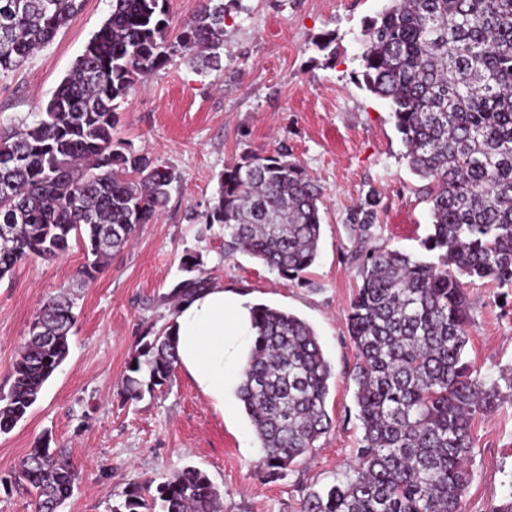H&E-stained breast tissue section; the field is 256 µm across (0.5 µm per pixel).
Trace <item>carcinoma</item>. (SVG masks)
I'll return each instance as SVG.
<instances>
[{
  "label": "carcinoma",
  "instance_id": "cac0c4a2",
  "mask_svg": "<svg viewBox=\"0 0 512 512\" xmlns=\"http://www.w3.org/2000/svg\"><path fill=\"white\" fill-rule=\"evenodd\" d=\"M83 0H0L9 23L0 73L53 41ZM224 0L199 9L170 36L160 0H112V11L43 109L20 126H0V279L28 259L52 262L72 243L93 256L80 270L96 279L168 201L176 174L112 140L114 101L177 55L221 64ZM366 90L385 99L410 170L425 184L430 232L423 259L397 249L362 255V283L347 313L363 437L356 463L299 512H463L475 417L503 403L499 385L465 358L471 302L464 282L512 288V0H386L366 20L361 54ZM288 147L224 168L209 224L224 225V253H247L299 279L319 252L322 190ZM112 235H107V231ZM208 281L170 291L180 303ZM73 299L49 297L29 325L0 433L27 414L69 353ZM254 338L237 398L280 475L328 433L332 377L313 328L266 304L251 308ZM127 367L124 393L139 401L171 383L177 362L168 329L148 331ZM79 481L62 448L37 447L9 483L35 491L36 512H55ZM112 512H224V493L195 466L165 481L136 484Z\"/></svg>",
  "mask_w": 512,
  "mask_h": 512
}]
</instances>
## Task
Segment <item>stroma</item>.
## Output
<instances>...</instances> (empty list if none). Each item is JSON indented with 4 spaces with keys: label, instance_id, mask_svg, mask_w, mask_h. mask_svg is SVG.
<instances>
[{
    "label": "stroma",
    "instance_id": "1",
    "mask_svg": "<svg viewBox=\"0 0 512 512\" xmlns=\"http://www.w3.org/2000/svg\"><path fill=\"white\" fill-rule=\"evenodd\" d=\"M385 0H228L220 68L193 55L173 58L118 101L114 141L130 145L181 177L157 221L141 226L86 282L82 246L63 258L34 259L0 280V387L40 305L58 291L75 298L66 360L9 433H0V476L32 448L65 449L80 480L58 512H112L135 484L164 481L193 465L224 493V512H299L304 497L343 476L363 431L351 372L356 350L347 309L362 283L360 256L371 248L420 254L429 224L421 182L403 157L389 104L361 85L362 22ZM112 9L84 0L53 42L19 68L0 73V123L37 112L68 74ZM334 33L335 52L316 41ZM287 146L323 189L317 261L302 280L269 271L244 253H224V227L205 221L218 178L244 158ZM374 235L355 233L363 206ZM196 257L193 271L183 269ZM196 276L223 283L251 304L298 315L314 329L333 377L326 410L331 430L283 475L259 468L263 450L235 390L216 411L182 371L154 396L129 401L123 379L149 329L176 312L174 283ZM465 354L490 381L512 374V290L469 286ZM465 512H492L512 496V398L472 426Z\"/></svg>",
    "mask_w": 512,
    "mask_h": 512
}]
</instances>
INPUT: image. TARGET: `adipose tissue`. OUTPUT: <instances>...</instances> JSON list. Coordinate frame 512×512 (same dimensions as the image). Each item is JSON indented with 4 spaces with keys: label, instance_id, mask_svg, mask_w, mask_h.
<instances>
[{
    "label": "adipose tissue",
    "instance_id": "adipose-tissue-1",
    "mask_svg": "<svg viewBox=\"0 0 512 512\" xmlns=\"http://www.w3.org/2000/svg\"><path fill=\"white\" fill-rule=\"evenodd\" d=\"M169 330L179 368L216 410H223L227 387L241 381V351L252 341L249 307L223 284H211L178 305Z\"/></svg>",
    "mask_w": 512,
    "mask_h": 512
}]
</instances>
